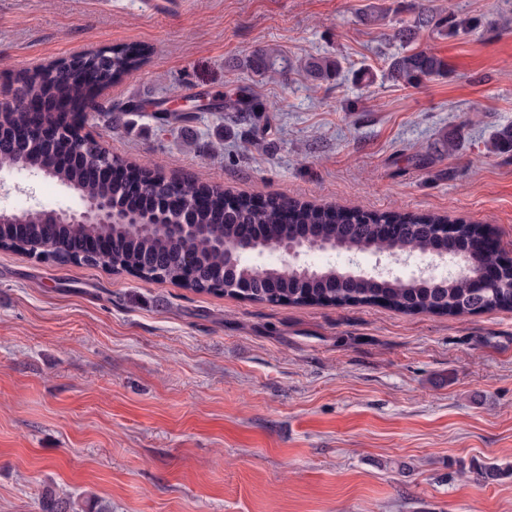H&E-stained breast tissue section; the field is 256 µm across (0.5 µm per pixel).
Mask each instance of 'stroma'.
I'll return each mask as SVG.
<instances>
[{"label": "stroma", "instance_id": "1", "mask_svg": "<svg viewBox=\"0 0 512 512\" xmlns=\"http://www.w3.org/2000/svg\"><path fill=\"white\" fill-rule=\"evenodd\" d=\"M412 2L0 0V85L142 45L141 69L77 106L112 153L261 202L462 218L512 257V156L489 148L512 123V0H430L496 29L421 30L448 69L407 87L385 62ZM261 47L344 73L263 79L246 67ZM240 87L277 103L267 128L221 111L163 131L148 113ZM0 186L29 209L80 205L24 170ZM489 464L500 479L480 477ZM49 484L112 512H512V311L256 303L0 251V512H38ZM300 68L315 82L327 81L333 75L336 77L342 70L341 62L329 56L313 57L300 63Z\"/></svg>", "mask_w": 512, "mask_h": 512}]
</instances>
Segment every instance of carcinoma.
<instances>
[{"label":"carcinoma","mask_w":512,"mask_h":512,"mask_svg":"<svg viewBox=\"0 0 512 512\" xmlns=\"http://www.w3.org/2000/svg\"><path fill=\"white\" fill-rule=\"evenodd\" d=\"M474 26L471 20H456L435 12L428 0H416L410 23L396 29L393 38L407 43L419 29L431 27L439 33L456 36ZM145 59L137 44L102 47L69 59H61L47 69L19 73L13 78V106L0 107V169L17 164L39 170L79 196L97 197L119 202L128 191L126 174L131 166L112 156V179L95 175L93 159L103 148L79 133H63L48 150L28 145L19 131L26 109L21 101L31 98H80L89 79H105V66H110L111 81L122 79L137 70ZM250 66L260 77L285 76L293 64L275 49L259 51ZM315 82H324L342 70L341 62L329 56L309 58L300 65ZM446 73L441 57L426 49H410L389 58L388 74L407 86L422 79ZM226 112H244L252 119L273 111V106L254 98L245 90L224 95ZM151 118L161 127L173 129L184 121L182 115L159 108ZM497 154L512 152V124L495 130L490 141ZM135 184L140 195L152 208L166 211L170 200L178 195H201L207 199L203 207L179 214L190 224L211 226V235L188 245L162 232H141L130 224H50L49 214L26 210L20 214L0 215V249L37 254V245L50 241L53 262L65 264L103 265L114 272H127L151 281H169L196 293L222 295L224 283L212 277V269L224 263V253L214 250L211 237L235 242L240 238V225L263 227V241L321 236L335 241L337 248L351 252H382L396 255L407 251L427 253L442 239L441 224L450 226L448 238L458 246L456 261L463 272L453 279L422 284L408 279L375 282L356 278L336 283L340 271L332 266L312 269L313 275L295 279L284 264H272L257 272L242 262L227 273L231 281L244 282L243 298L252 302L282 304H316L336 306L351 302L379 303L409 313H441L448 315L477 314L494 309H512V288H477L488 264H496L499 274L512 278V258L480 254L465 249V243L483 233L478 224L454 222L448 217L396 213L373 214L359 210H336L314 207L294 200L272 201L257 206L253 200L231 197L205 184L186 185L166 178L150 169L139 171ZM40 512H112L110 506L94 495L75 497L46 488L39 498Z\"/></svg>","instance_id":"cac0c4a2"}]
</instances>
